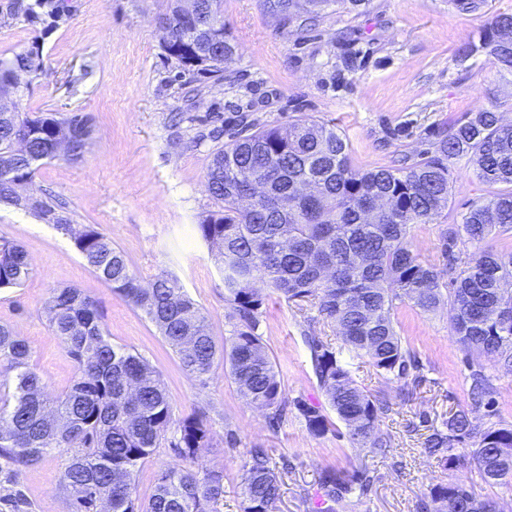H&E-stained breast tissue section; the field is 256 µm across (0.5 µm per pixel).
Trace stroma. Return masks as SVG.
<instances>
[{"instance_id":"stroma-1","label":"stroma","mask_w":512,"mask_h":512,"mask_svg":"<svg viewBox=\"0 0 512 512\" xmlns=\"http://www.w3.org/2000/svg\"><path fill=\"white\" fill-rule=\"evenodd\" d=\"M0 0V57L39 47L44 69L22 77L16 105L23 112H82L92 139L76 161L39 166L34 195L60 204L75 226L93 225L126 255L143 283L160 273L176 277L207 315L216 344L232 336L236 318L224 298V279L196 226L213 207L205 172L227 132L252 122L287 128L300 118L335 126L360 171L393 166L402 154L433 149L438 127L481 106L497 105L512 122V77L485 56L459 60L457 48L478 41L481 13H457L449 0H373L367 14H321L314 26L270 15L263 0H224L226 32L236 47L224 79L192 80L160 44L161 0H69L64 16L28 21ZM352 56V67L342 59ZM470 168L450 176V200L433 223L414 225L413 249L443 266L441 245L470 201L488 196ZM19 243L32 272L17 288L0 289V325L31 348V364L49 395L72 384L75 364L52 335L46 308L53 289L75 287L99 306L112 344L143 356L159 373L173 407L167 441L145 460L137 494L148 499L162 471L181 466L171 443L181 421L205 413L212 445L199 470L224 472L218 512H239L242 465L248 450L266 449L281 468L278 512H314L327 469L367 470L373 478L353 512H417L438 483H461L477 495L512 507V492L489 484L471 456L445 468L423 450L426 437L449 413L474 407L466 380V352L458 344L447 306L422 312L413 303L394 310L396 330L420 363L421 382L379 377L364 359L347 367L356 384L385 403L377 425L390 439L387 454L361 450L335 432H309L294 402L326 406L312 369L307 337L332 346L341 337L317 308L268 293L259 334L281 380L285 414L270 424L238 391L229 364L217 360L207 382L190 377L157 327L127 298L102 283L71 239L37 216L0 205V240ZM63 460L44 457L14 470L0 467V512H69L59 487Z\"/></svg>"}]
</instances>
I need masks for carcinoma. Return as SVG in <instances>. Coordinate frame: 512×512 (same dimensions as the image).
Here are the masks:
<instances>
[{
  "label": "carcinoma",
  "instance_id": "1",
  "mask_svg": "<svg viewBox=\"0 0 512 512\" xmlns=\"http://www.w3.org/2000/svg\"><path fill=\"white\" fill-rule=\"evenodd\" d=\"M160 29L168 57L195 77L224 80V63L205 56V37L184 27L177 0H165ZM268 12L288 20L314 19L336 8L356 16L372 0H263ZM211 18V33L224 39L223 0H199ZM461 14L481 12L488 0H450ZM485 54L501 74L512 75V14L490 16L477 44L461 45L458 58ZM38 48L0 60V204L32 213L70 236L95 276L124 295L158 328L183 369L206 383L216 360L229 362L240 393L281 421V381L258 334L259 317L270 288L288 302L311 303L340 329L333 347L311 337L312 366L319 388L355 448L382 452L389 439L378 429L379 401L352 379L342 350L368 358L376 374L401 381L419 368L394 326L396 302L408 300L423 312L446 303L462 348L512 372V250L494 253L487 239L512 233V123L497 107H480L437 132L435 149L404 159L399 168L359 171L349 144L336 127L299 119L282 131L262 126L232 136L206 171L214 210L197 232L224 270V290L237 325L227 348L216 345L202 309L167 273L142 287L123 251L91 225L76 228L52 202L30 194L38 166L67 156L83 157L92 135L81 112H5L3 101L19 95L12 70L43 69ZM26 149L16 148L18 138ZM496 191L472 202L444 236L446 268L422 261L412 249L410 230L430 224L447 207L450 174L460 162ZM255 181L268 197L245 209L241 198ZM31 273L23 247L0 242V288L21 286ZM448 281H443V277ZM49 328L74 361L71 387L55 401L29 364V343L0 325V368L13 373L0 395V457L20 468L60 455V486L71 512H213L224 496V470L203 473L195 460L210 447L206 417L194 414L172 443L184 465L158 477L148 501H140L136 476L143 462L166 440L172 407L157 371L142 356L113 345L105 335L97 303L73 287L55 288L47 307ZM472 399L495 403L492 376L469 363ZM307 429L322 435L333 422L317 406L297 403ZM468 448L486 481L512 487V427L481 423L465 410L436 427L424 451L448 467ZM240 512H276L280 478L261 449L249 451L242 466ZM367 471L329 470L320 483L316 512H338L352 495L367 494ZM420 512H502L499 502L481 498L459 483L437 484Z\"/></svg>",
  "mask_w": 512,
  "mask_h": 512
}]
</instances>
